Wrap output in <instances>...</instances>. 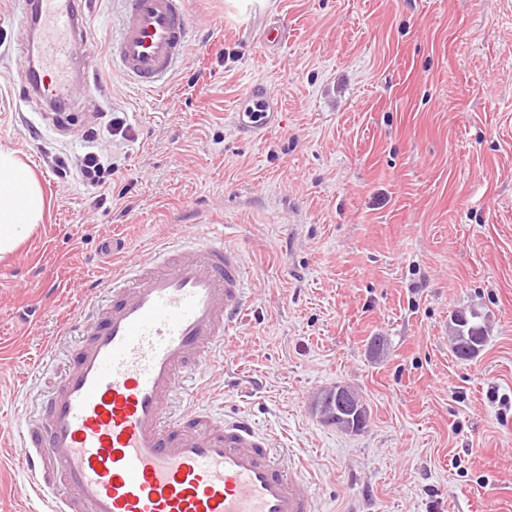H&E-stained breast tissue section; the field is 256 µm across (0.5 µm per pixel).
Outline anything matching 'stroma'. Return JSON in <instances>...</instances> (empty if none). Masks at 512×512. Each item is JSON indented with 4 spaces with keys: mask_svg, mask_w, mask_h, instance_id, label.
<instances>
[{
    "mask_svg": "<svg viewBox=\"0 0 512 512\" xmlns=\"http://www.w3.org/2000/svg\"><path fill=\"white\" fill-rule=\"evenodd\" d=\"M19 11L0 7V148L45 208L0 258V422L40 417L99 282L198 226L241 250L253 301L198 395L299 461L320 512H512V0H187L155 91L112 65L119 0H89L95 65L62 128L24 95ZM256 81L281 106L257 139L236 108ZM102 112L129 131L100 132L95 189L54 162L76 165ZM467 310L488 336L461 360ZM339 383L370 407L362 433L310 408ZM16 441L0 432V512H48Z\"/></svg>",
    "mask_w": 512,
    "mask_h": 512,
    "instance_id": "1",
    "label": "stroma"
}]
</instances>
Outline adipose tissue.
<instances>
[{
	"mask_svg": "<svg viewBox=\"0 0 512 512\" xmlns=\"http://www.w3.org/2000/svg\"><path fill=\"white\" fill-rule=\"evenodd\" d=\"M42 211L43 199L28 167L0 149V255L15 249Z\"/></svg>",
	"mask_w": 512,
	"mask_h": 512,
	"instance_id": "obj_1",
	"label": "adipose tissue"
}]
</instances>
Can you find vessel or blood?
Instances as JSON below:
<instances>
[{
  "label": "vessel or blood",
  "mask_w": 512,
  "mask_h": 512,
  "mask_svg": "<svg viewBox=\"0 0 512 512\" xmlns=\"http://www.w3.org/2000/svg\"><path fill=\"white\" fill-rule=\"evenodd\" d=\"M20 2L27 92L65 111L73 45L92 38L86 2ZM121 3L112 62L141 89L161 88L188 48L186 0ZM269 100L267 85H251L242 130L275 124ZM248 280L239 249L191 229L109 278L107 300L75 326L82 341L40 421L20 431L33 488L54 494L52 512H317L299 463L184 387L223 355L251 306Z\"/></svg>",
  "instance_id": "1"
}]
</instances>
